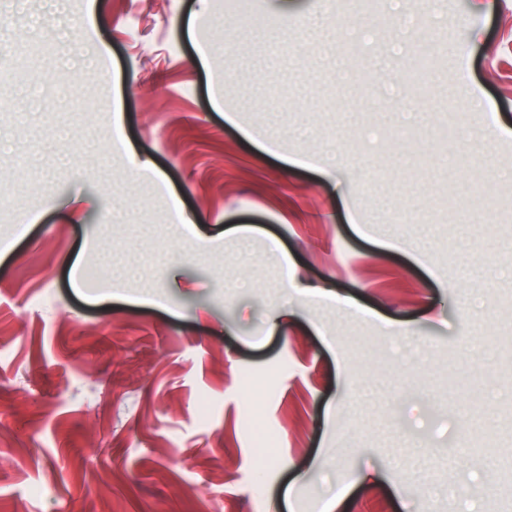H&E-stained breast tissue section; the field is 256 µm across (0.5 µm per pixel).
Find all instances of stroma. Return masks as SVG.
Returning <instances> with one entry per match:
<instances>
[{
  "label": "stroma",
  "instance_id": "1",
  "mask_svg": "<svg viewBox=\"0 0 512 512\" xmlns=\"http://www.w3.org/2000/svg\"><path fill=\"white\" fill-rule=\"evenodd\" d=\"M0 72V512H512V0H0Z\"/></svg>",
  "mask_w": 512,
  "mask_h": 512
}]
</instances>
